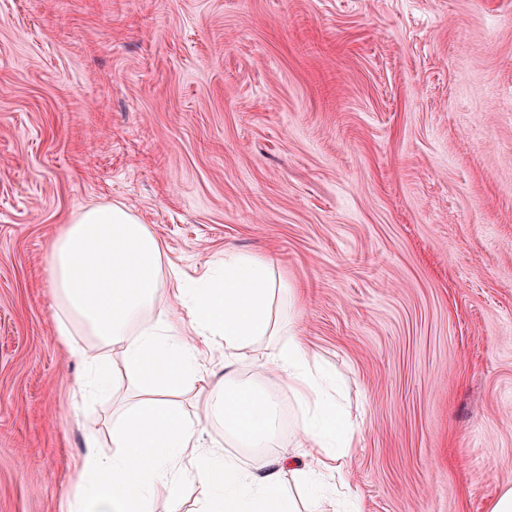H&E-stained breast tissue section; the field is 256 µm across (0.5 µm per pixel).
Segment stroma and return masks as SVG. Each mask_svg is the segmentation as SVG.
I'll list each match as a JSON object with an SVG mask.
<instances>
[{
    "label": "stroma",
    "instance_id": "35a3bbf8",
    "mask_svg": "<svg viewBox=\"0 0 512 512\" xmlns=\"http://www.w3.org/2000/svg\"><path fill=\"white\" fill-rule=\"evenodd\" d=\"M121 204L197 278L273 258L363 423V512L512 485V0H0V512H61L111 405L76 395L48 254ZM203 437L245 469L293 456Z\"/></svg>",
    "mask_w": 512,
    "mask_h": 512
}]
</instances>
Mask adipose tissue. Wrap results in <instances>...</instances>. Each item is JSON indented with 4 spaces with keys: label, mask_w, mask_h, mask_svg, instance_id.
<instances>
[{
    "label": "adipose tissue",
    "mask_w": 512,
    "mask_h": 512,
    "mask_svg": "<svg viewBox=\"0 0 512 512\" xmlns=\"http://www.w3.org/2000/svg\"><path fill=\"white\" fill-rule=\"evenodd\" d=\"M162 242L120 204H92L54 239L49 265L56 331L63 339L92 337L97 348L79 389L109 396L107 351L118 352L135 384L112 414L110 445L88 435L73 461L80 491L65 512H153V489L163 484L172 504L187 485L197 486L195 512H299L281 492L282 468L247 471L201 440L207 419L247 448L267 447L277 427L278 405L261 380L277 379L301 413L293 439L307 461L298 480L311 491L306 512H361L357 498L328 495L326 473L348 487L350 452L363 433L344 418L334 381L312 365L297 337L258 365L260 381L233 373L215 379L200 363V347L220 338L226 365L242 346L277 335V305L284 288L264 258L226 250L193 283L165 279ZM177 304L154 314L160 291ZM209 391L203 414L171 400L191 387Z\"/></svg>",
    "instance_id": "1"
}]
</instances>
